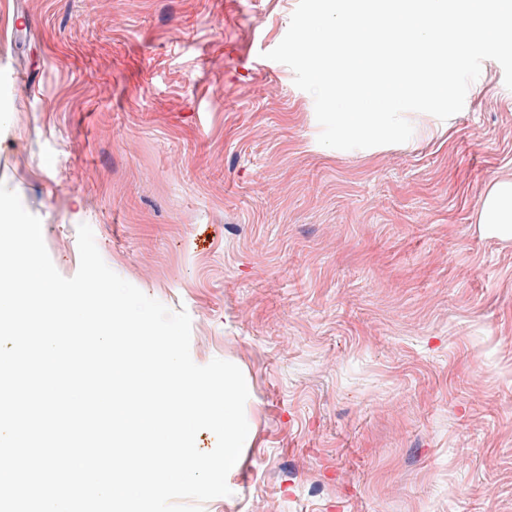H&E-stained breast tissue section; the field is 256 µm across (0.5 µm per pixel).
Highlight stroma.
Segmentation results:
<instances>
[{
	"instance_id": "obj_1",
	"label": "stroma",
	"mask_w": 512,
	"mask_h": 512,
	"mask_svg": "<svg viewBox=\"0 0 512 512\" xmlns=\"http://www.w3.org/2000/svg\"><path fill=\"white\" fill-rule=\"evenodd\" d=\"M298 0H0V183L59 273L110 269L237 365L249 432L203 512H512V243L474 222L512 173L486 60L446 136L318 142L266 59Z\"/></svg>"
}]
</instances>
